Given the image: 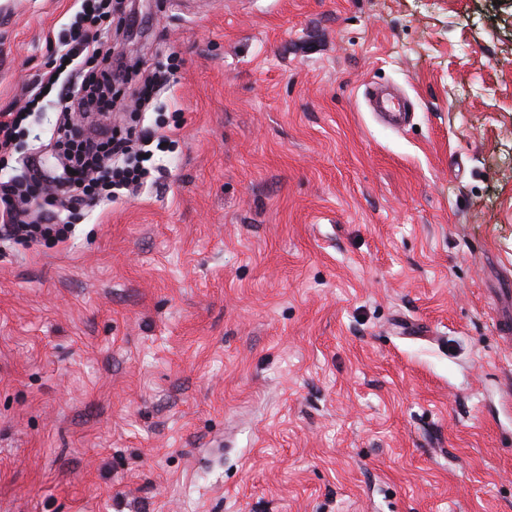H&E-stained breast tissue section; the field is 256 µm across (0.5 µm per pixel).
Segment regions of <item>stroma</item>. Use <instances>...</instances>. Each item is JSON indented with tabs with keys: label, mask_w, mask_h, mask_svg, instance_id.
I'll list each match as a JSON object with an SVG mask.
<instances>
[{
	"label": "stroma",
	"mask_w": 512,
	"mask_h": 512,
	"mask_svg": "<svg viewBox=\"0 0 512 512\" xmlns=\"http://www.w3.org/2000/svg\"><path fill=\"white\" fill-rule=\"evenodd\" d=\"M74 11L0 0V109ZM117 42L181 59L175 146L0 252V512H512V0H143Z\"/></svg>",
	"instance_id": "35a3bbf8"
}]
</instances>
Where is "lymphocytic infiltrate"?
<instances>
[{"label":"lymphocytic infiltrate","instance_id":"lymphocytic-infiltrate-1","mask_svg":"<svg viewBox=\"0 0 512 512\" xmlns=\"http://www.w3.org/2000/svg\"><path fill=\"white\" fill-rule=\"evenodd\" d=\"M75 4L57 35L62 49L28 100L29 106L38 105L49 92L58 105L54 171L18 150L27 108L0 113V250L9 244L47 246L70 238L75 215L147 183L155 169L150 129L121 134L102 122L112 110L118 79L112 0Z\"/></svg>","mask_w":512,"mask_h":512}]
</instances>
